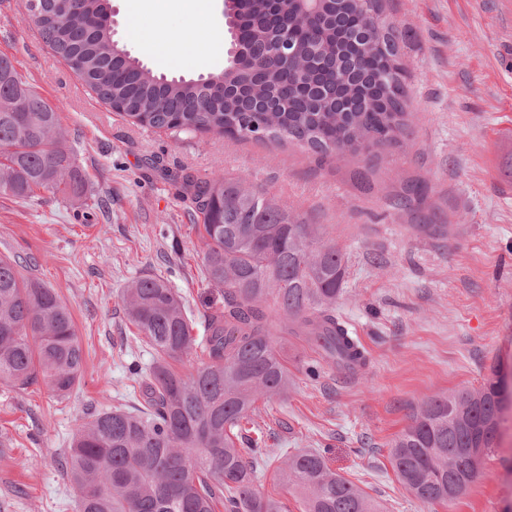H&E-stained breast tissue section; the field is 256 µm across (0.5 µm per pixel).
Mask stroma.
<instances>
[{
  "label": "stroma",
  "instance_id": "1",
  "mask_svg": "<svg viewBox=\"0 0 512 512\" xmlns=\"http://www.w3.org/2000/svg\"><path fill=\"white\" fill-rule=\"evenodd\" d=\"M128 2L112 0L119 46L155 74L200 76L193 46L203 21L172 9L165 23L182 38L160 48ZM502 2L386 0L410 74L409 132L367 169L297 143L134 125L26 21L24 0H0V55L58 108L85 180L79 199L0 194V256L25 258L23 275L55 288L89 352L66 398L40 380L0 387V512H78L62 468L72 434L91 409L134 407L140 393L128 366L152 362L121 304L131 281L167 279L199 341L223 310V289L205 279L187 176L242 179L316 225L346 258L336 311L363 345L366 368L350 378L328 368L309 375L310 350L270 315L291 383L285 396L257 402L252 437L274 456L324 451L378 512H512V411L481 476L454 501L416 500L389 461L419 404L480 388L494 367L512 364V177L503 168L512 155V12ZM409 184L420 185L421 198L393 208Z\"/></svg>",
  "mask_w": 512,
  "mask_h": 512
}]
</instances>
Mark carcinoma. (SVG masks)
Returning a JSON list of instances; mask_svg holds the SVG:
<instances>
[{
	"label": "carcinoma",
	"instance_id": "obj_1",
	"mask_svg": "<svg viewBox=\"0 0 512 512\" xmlns=\"http://www.w3.org/2000/svg\"><path fill=\"white\" fill-rule=\"evenodd\" d=\"M30 22L53 50L74 61L97 97L152 128L213 132L257 141L300 143L321 157H369L397 145L408 127L406 71L393 26L362 13L356 0H322L314 15L282 9L296 29V51L325 64L294 71L269 59L276 33L267 0H244L236 45L241 60L196 80L156 77L112 41L109 0H71L59 16L39 0ZM60 113L0 56V193L31 198L39 190L83 193L73 150L64 146ZM202 215V262L208 283L224 289V311L211 316L208 362L186 366L195 346L184 303L168 281L145 276L123 290L136 339L153 353L129 372L142 394L134 410L88 415L76 429L64 466L79 512H288L255 489L267 449L251 438L259 399L287 394L285 359L273 345L267 309L286 318L322 365L350 373L366 366L363 347L336 315L346 273L344 253L314 225L247 189L238 178H185ZM24 260L0 257V384L23 389L41 379L58 398L80 382L86 352L73 316L54 289L24 276ZM502 379L478 390L432 397L389 451L400 483L424 503H448L480 476L464 455L482 458L496 445L506 407ZM279 478L303 496V512H376L369 496L332 472L317 450L289 454Z\"/></svg>",
	"mask_w": 512,
	"mask_h": 512
}]
</instances>
